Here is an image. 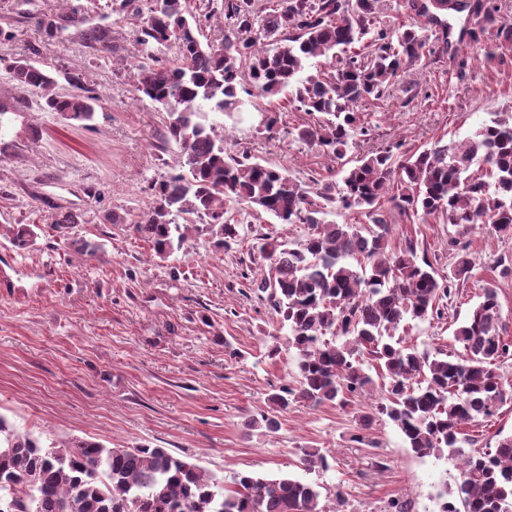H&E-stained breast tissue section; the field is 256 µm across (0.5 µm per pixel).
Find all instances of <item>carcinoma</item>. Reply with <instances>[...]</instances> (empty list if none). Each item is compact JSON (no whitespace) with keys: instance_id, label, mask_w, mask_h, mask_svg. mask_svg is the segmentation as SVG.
I'll return each instance as SVG.
<instances>
[{"instance_id":"carcinoma-1","label":"carcinoma","mask_w":512,"mask_h":512,"mask_svg":"<svg viewBox=\"0 0 512 512\" xmlns=\"http://www.w3.org/2000/svg\"><path fill=\"white\" fill-rule=\"evenodd\" d=\"M468 12L463 48L489 36L484 59L512 66L502 49L512 46V21L496 0H454ZM138 44L176 45V63H140L134 90L166 114L163 145L180 153L179 172L155 187V199L137 215L134 231L165 261L181 248L188 231L211 236L218 249L240 236L235 214L251 208L282 224L306 226V238L292 247L268 243L267 269L253 280L267 294L288 344L296 350V386L268 396L273 413L261 417L271 430L277 413L296 402L311 406L349 405L376 385L361 357L375 362L380 399L361 411L362 432L353 440L377 447L367 430L379 415L400 430L411 451L425 457L443 449L461 460L456 491L439 494V512H512V435L495 447L467 454L463 426L492 416L512 400V387L497 373L512 356V339L499 334L501 307L495 289L455 330L462 351L437 346L420 350L394 338L401 322L443 320L474 263L460 249L448 275L428 258L417 262L408 241L389 247L396 217L413 222L440 216L457 226L487 218L512 230V114L494 112L474 136L458 144H436L396 155L368 151L346 167L357 136L368 135L360 114L390 95L401 73L433 53L424 35L432 17L417 3L405 29L392 33L382 21L381 0H146ZM224 16V38L201 44L199 18ZM322 57L324 66L292 93L298 110L324 121L294 128L298 139L315 144L340 161L341 180L328 177L300 183L280 169L235 156L206 114L233 110L238 88L249 85L272 99L288 93L304 63ZM17 84L75 121L92 119L97 97L71 78L74 91L53 93L55 77L24 58L8 63ZM401 86V85H399ZM406 101L418 97L416 84L401 86ZM485 169V178L470 169ZM494 192H489V188ZM341 204L365 220H325ZM35 224H14L9 241L30 249ZM353 258L356 264L348 259ZM308 471L330 469L318 448H299ZM0 512H324L320 491L292 477L245 472L224 477L146 445L109 448L90 439L44 443L0 415Z\"/></svg>"}]
</instances>
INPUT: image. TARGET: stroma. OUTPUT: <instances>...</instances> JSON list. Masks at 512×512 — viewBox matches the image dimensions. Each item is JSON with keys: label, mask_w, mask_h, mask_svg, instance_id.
<instances>
[{"label": "stroma", "mask_w": 512, "mask_h": 512, "mask_svg": "<svg viewBox=\"0 0 512 512\" xmlns=\"http://www.w3.org/2000/svg\"><path fill=\"white\" fill-rule=\"evenodd\" d=\"M143 5L0 0V226L40 227L26 251L0 236V415L46 439L163 448L228 482L244 471L290 475L316 486L326 512H383L392 497L408 500L411 512H438L439 493L460 481L459 460L416 457L388 419L372 427L374 450L352 442L358 419L349 407L296 403L280 414L278 429L260 421L269 394L287 383L296 351L252 281L265 263L266 239L299 243L304 226L252 214L231 248L196 233L164 261L134 232L132 218L179 161L176 147L162 145L164 113L137 98L127 69L150 54L162 64L177 55L172 45L137 44L135 11ZM49 19L58 25L51 34L43 26ZM93 29L106 31V41L87 40ZM465 54L461 69H449L444 55L407 68L402 79L417 83L419 98L409 103L395 90L372 105L363 149L460 143L491 113L512 112V67L486 64L477 45ZM13 58L59 74L54 93L61 97L73 90L69 77H80L99 98L92 120L48 110L14 81L6 66ZM270 115L266 99L246 95L213 120L234 153L303 183L328 176L332 161L289 133L318 115L291 103L271 130ZM67 212L74 224L57 227ZM112 212L127 223H107ZM454 237L467 244L475 267L446 320L400 325L399 336L421 350L456 349V323L488 288L498 294L501 330L512 337V278L495 269L512 260V232L489 223L464 230L434 217L397 220L390 245L413 240L445 272ZM86 241L99 243L94 255L81 254ZM300 448L321 449L330 469L303 470ZM376 453L385 469L373 465Z\"/></svg>", "instance_id": "1"}]
</instances>
